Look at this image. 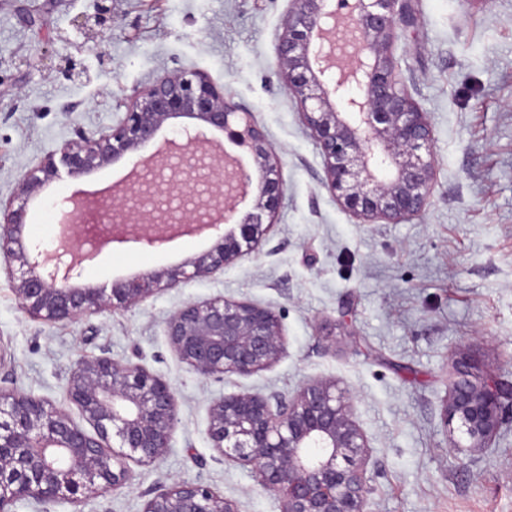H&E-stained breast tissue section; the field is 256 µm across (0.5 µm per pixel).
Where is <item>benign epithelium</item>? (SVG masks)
I'll return each instance as SVG.
<instances>
[{
	"label": "benign epithelium",
	"mask_w": 512,
	"mask_h": 512,
	"mask_svg": "<svg viewBox=\"0 0 512 512\" xmlns=\"http://www.w3.org/2000/svg\"><path fill=\"white\" fill-rule=\"evenodd\" d=\"M276 45L278 73L299 103L304 125L323 157L322 183L339 205L369 223L418 216L435 175L432 128L398 78L393 46L412 25L411 0H292ZM171 128L187 155L147 167L120 201L99 199L61 211L66 230L91 212L108 220L98 246L131 242L155 248L182 228L235 231L178 265L154 269L108 288L70 283L82 272L67 252L43 249L26 235L30 204L47 185L78 179L125 161ZM211 132L247 146L261 172L251 209L238 215L252 175L211 150ZM282 159L252 112L199 72L165 73L133 92L125 118L97 134L81 133L60 156L49 155L17 186L0 224V256L22 309L50 323H74L106 310L132 309L167 288L235 263L243 247L266 234L284 194ZM165 333L179 360L199 375L250 377L285 352L281 316L273 308L222 296L189 301ZM67 396L86 430L45 399L0 388V512L21 501L79 504L133 478L130 464H151L171 447L177 400L171 386L144 366L110 357L81 360ZM445 426L480 451L502 422L501 389L465 360L456 362L443 404ZM209 438L224 459L251 468L279 512H367L369 445L350 394L333 380H313L294 395L241 391L209 409ZM143 512H240L236 501L193 481L161 484Z\"/></svg>",
	"instance_id": "benign-epithelium-1"
}]
</instances>
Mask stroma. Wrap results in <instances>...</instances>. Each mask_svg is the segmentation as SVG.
Listing matches in <instances>:
<instances>
[{
    "mask_svg": "<svg viewBox=\"0 0 512 512\" xmlns=\"http://www.w3.org/2000/svg\"><path fill=\"white\" fill-rule=\"evenodd\" d=\"M0 0V203L48 154L125 116L134 90L166 72L206 74L250 109L283 161L284 194L256 249L208 277L131 310L72 324L30 317L0 272V387L78 417L66 382L78 361H131L174 390L178 424L158 461L130 485L48 512H142L151 489L189 480L279 512L249 468L208 437L212 402L240 391L290 395L314 379L347 389L367 437L370 512H512V0H412L416 18L394 47L399 76L433 133L436 176L426 210L366 224L322 183L323 160L300 106L276 75L291 0ZM129 165L46 187L30 206L32 237L55 239L56 203L111 191ZM213 244L182 236L157 249L117 242L83 270L101 287L169 267ZM248 300L281 315L286 349L249 377L205 378L165 335L186 302ZM467 355L501 385L503 420L489 446L453 448L442 420L452 362Z\"/></svg>",
    "mask_w": 512,
    "mask_h": 512,
    "instance_id": "35a3bbf8",
    "label": "stroma"
}]
</instances>
